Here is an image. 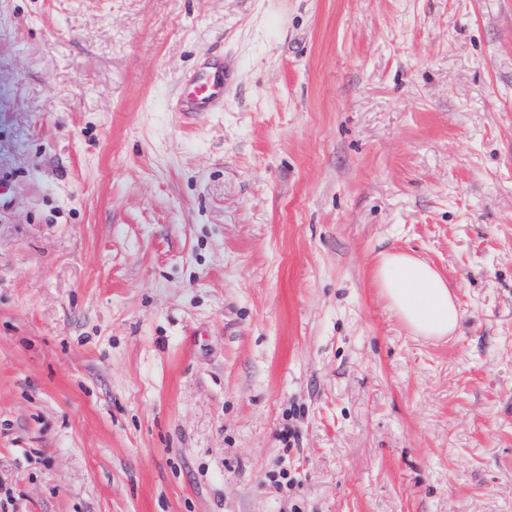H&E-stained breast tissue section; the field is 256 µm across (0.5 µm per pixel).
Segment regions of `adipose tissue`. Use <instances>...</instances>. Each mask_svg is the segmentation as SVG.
Masks as SVG:
<instances>
[{"label": "adipose tissue", "mask_w": 512, "mask_h": 512, "mask_svg": "<svg viewBox=\"0 0 512 512\" xmlns=\"http://www.w3.org/2000/svg\"><path fill=\"white\" fill-rule=\"evenodd\" d=\"M375 280L414 335L440 339L457 330L460 305L427 262L402 253L387 255L375 270Z\"/></svg>", "instance_id": "obj_1"}]
</instances>
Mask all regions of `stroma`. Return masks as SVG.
<instances>
[{
  "label": "stroma",
  "mask_w": 512,
  "mask_h": 512,
  "mask_svg": "<svg viewBox=\"0 0 512 512\" xmlns=\"http://www.w3.org/2000/svg\"><path fill=\"white\" fill-rule=\"evenodd\" d=\"M0 172V512H512V0H0ZM229 79L224 64L215 63L206 72H200L191 90L181 99L179 112L188 115L210 112L224 107V89ZM375 280L391 307L416 336L452 335L462 319L456 297L427 262L394 253L376 267Z\"/></svg>",
  "instance_id": "35a3bbf8"
}]
</instances>
